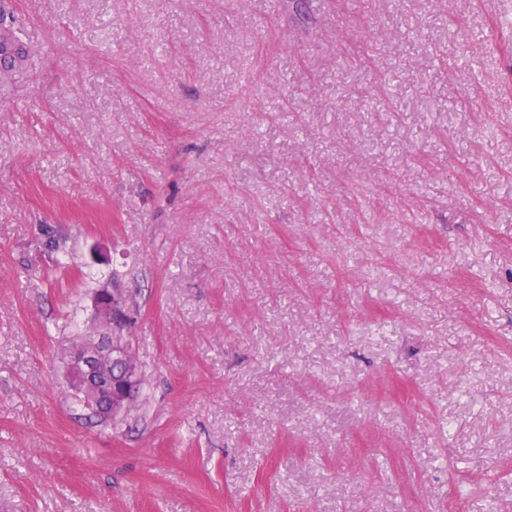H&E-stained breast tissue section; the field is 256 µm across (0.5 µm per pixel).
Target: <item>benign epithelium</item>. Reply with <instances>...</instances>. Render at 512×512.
Masks as SVG:
<instances>
[{
	"instance_id": "7a95c632",
	"label": "benign epithelium",
	"mask_w": 512,
	"mask_h": 512,
	"mask_svg": "<svg viewBox=\"0 0 512 512\" xmlns=\"http://www.w3.org/2000/svg\"><path fill=\"white\" fill-rule=\"evenodd\" d=\"M94 336L71 347L67 354L68 380L84 386L95 411L106 418L122 412L136 393L139 372L132 356L128 313L119 288L102 287L92 301Z\"/></svg>"
}]
</instances>
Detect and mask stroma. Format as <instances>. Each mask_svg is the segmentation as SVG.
<instances>
[{
  "label": "stroma",
  "instance_id": "obj_1",
  "mask_svg": "<svg viewBox=\"0 0 512 512\" xmlns=\"http://www.w3.org/2000/svg\"><path fill=\"white\" fill-rule=\"evenodd\" d=\"M296 3L13 0L0 512H512V0ZM92 306L93 320L100 327L94 336L91 331L84 334L82 339L92 337L68 350V381L76 380L83 385L90 394L94 410L112 418L133 399L139 369L130 359L131 336H127L130 327L126 325L128 313L122 290L98 288ZM113 367L120 368L121 373L111 375Z\"/></svg>",
  "mask_w": 512,
  "mask_h": 512
}]
</instances>
